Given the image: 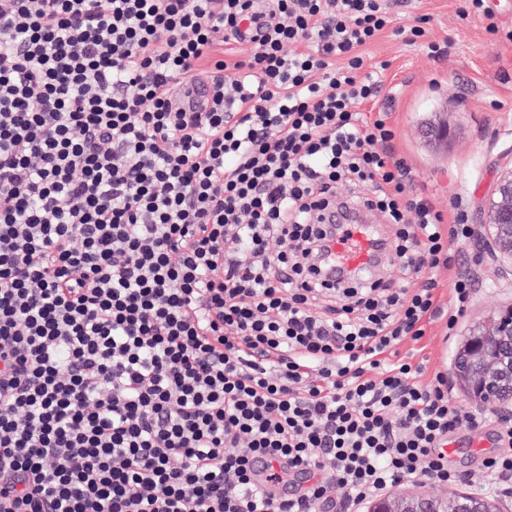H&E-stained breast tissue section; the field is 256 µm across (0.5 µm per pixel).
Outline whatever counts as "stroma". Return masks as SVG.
Returning a JSON list of instances; mask_svg holds the SVG:
<instances>
[{"instance_id": "35a3bbf8", "label": "stroma", "mask_w": 512, "mask_h": 512, "mask_svg": "<svg viewBox=\"0 0 512 512\" xmlns=\"http://www.w3.org/2000/svg\"><path fill=\"white\" fill-rule=\"evenodd\" d=\"M461 0H406L386 31L366 48L368 70L379 72L383 90H395L388 101L392 148L406 164L408 189L439 208L461 202L470 226H477L479 206L494 187L495 168L512 159V9L505 0H490L488 14L460 17ZM425 19L427 36L410 41L403 27ZM497 33H490L489 25ZM446 43V55L434 58L428 42ZM447 127V138L435 135ZM452 268L440 269V302H448L454 278L469 274L475 282L473 300L447 339L444 321L427 324L424 337L404 342L399 352L411 364L425 365L452 380V393L465 408L473 403L454 379L455 360L468 331L486 323L494 313L512 306V261H476L471 243L453 242ZM454 440L455 464L465 480L431 484L438 495L479 487L482 445L491 443V430L474 434L459 430Z\"/></svg>"}]
</instances>
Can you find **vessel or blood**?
Listing matches in <instances>:
<instances>
[{
    "mask_svg": "<svg viewBox=\"0 0 512 512\" xmlns=\"http://www.w3.org/2000/svg\"><path fill=\"white\" fill-rule=\"evenodd\" d=\"M212 96V85L208 78L195 77L188 83L177 86L169 97L175 111H208ZM379 249L378 234L373 225H347L341 238L333 242L325 261L329 267L340 272L369 278Z\"/></svg>",
    "mask_w": 512,
    "mask_h": 512,
    "instance_id": "obj_1",
    "label": "vessel or blood"
}]
</instances>
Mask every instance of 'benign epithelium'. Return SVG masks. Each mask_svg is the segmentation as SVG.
Here are the masks:
<instances>
[{"mask_svg": "<svg viewBox=\"0 0 512 512\" xmlns=\"http://www.w3.org/2000/svg\"><path fill=\"white\" fill-rule=\"evenodd\" d=\"M485 233L474 241L476 258L488 251L512 262V165L497 172L493 193L482 203ZM457 370L469 398L479 406L512 405V309L499 312L466 335ZM364 512H495L487 496L458 491L434 496L418 485L409 495L394 493L374 498Z\"/></svg>", "mask_w": 512, "mask_h": 512, "instance_id": "benign-epithelium-1", "label": "benign epithelium"}]
</instances>
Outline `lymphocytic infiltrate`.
Listing matches in <instances>:
<instances>
[{"label":"lymphocytic infiltrate","mask_w":512,"mask_h":512,"mask_svg":"<svg viewBox=\"0 0 512 512\" xmlns=\"http://www.w3.org/2000/svg\"><path fill=\"white\" fill-rule=\"evenodd\" d=\"M245 20L263 39L218 56ZM391 22L384 0H0V512H351L459 481L449 438L490 425L482 489L512 494V425L397 357L471 229L407 190L385 108L356 109ZM202 73L209 111H172ZM343 181L414 287L322 276Z\"/></svg>","instance_id":"1"}]
</instances>
